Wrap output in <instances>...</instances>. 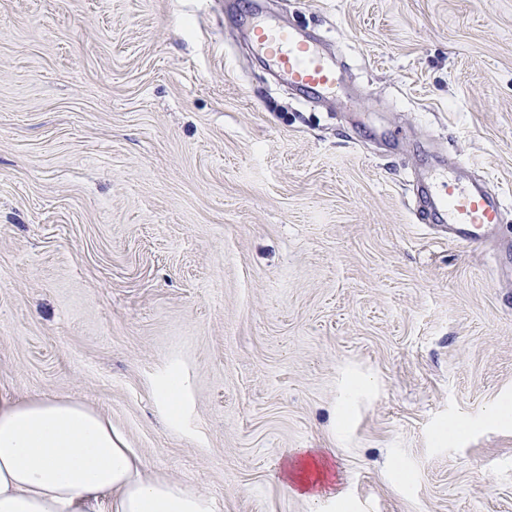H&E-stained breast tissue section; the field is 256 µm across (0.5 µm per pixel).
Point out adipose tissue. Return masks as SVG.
Here are the masks:
<instances>
[{
	"label": "adipose tissue",
	"mask_w": 512,
	"mask_h": 512,
	"mask_svg": "<svg viewBox=\"0 0 512 512\" xmlns=\"http://www.w3.org/2000/svg\"><path fill=\"white\" fill-rule=\"evenodd\" d=\"M143 459L82 404L0 398V512H75L111 494L112 512H214L212 499L141 476Z\"/></svg>",
	"instance_id": "adipose-tissue-1"
}]
</instances>
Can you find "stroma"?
<instances>
[{
  "instance_id": "obj_1",
  "label": "stroma",
  "mask_w": 512,
  "mask_h": 512,
  "mask_svg": "<svg viewBox=\"0 0 512 512\" xmlns=\"http://www.w3.org/2000/svg\"><path fill=\"white\" fill-rule=\"evenodd\" d=\"M269 2L335 100L234 0H0V397L83 403L216 512H512V278L414 205L459 159L512 242V0ZM304 448L333 495L284 482ZM255 0H241L254 51L296 91L318 100L336 97L340 68L319 39L272 18ZM185 387L177 378L167 379L164 385L163 400L173 416H177L184 404Z\"/></svg>"
}]
</instances>
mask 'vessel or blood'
Masks as SVG:
<instances>
[{"instance_id":"1","label":"vessel or blood","mask_w":512,"mask_h":512,"mask_svg":"<svg viewBox=\"0 0 512 512\" xmlns=\"http://www.w3.org/2000/svg\"><path fill=\"white\" fill-rule=\"evenodd\" d=\"M248 21L246 37L254 51L296 91L318 100L335 98L340 69L318 38L272 18L257 0H241ZM446 180H419V203L432 210L449 242L485 246L496 241L503 219L501 200L472 180L464 167L452 165Z\"/></svg>"}]
</instances>
